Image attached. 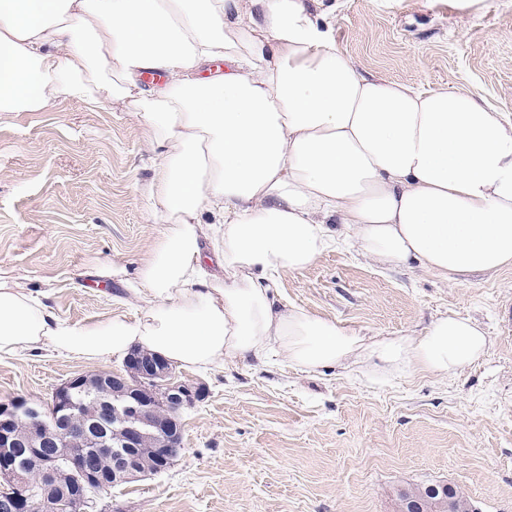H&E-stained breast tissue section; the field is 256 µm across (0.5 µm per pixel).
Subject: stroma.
Here are the masks:
<instances>
[{"instance_id":"35a3bbf8","label":"stroma","mask_w":512,"mask_h":512,"mask_svg":"<svg viewBox=\"0 0 512 512\" xmlns=\"http://www.w3.org/2000/svg\"><path fill=\"white\" fill-rule=\"evenodd\" d=\"M324 21L363 71L417 88L468 90L512 117V0H335ZM152 147L135 113L55 101L0 112V277L86 325L146 305L140 271L162 240L142 187ZM291 305L361 336H417L472 319L488 347L454 376L305 372L264 360L179 367L205 400L180 413L169 470L112 488V512H395L394 493L456 485L479 512H512V265L444 280L386 268L347 243L275 278ZM121 358L49 348L0 355V402L50 400L65 380L119 373Z\"/></svg>"}]
</instances>
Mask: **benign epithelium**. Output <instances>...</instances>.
Masks as SVG:
<instances>
[{"instance_id":"7a95c632","label":"benign epithelium","mask_w":512,"mask_h":512,"mask_svg":"<svg viewBox=\"0 0 512 512\" xmlns=\"http://www.w3.org/2000/svg\"><path fill=\"white\" fill-rule=\"evenodd\" d=\"M172 370L161 356L137 351L125 360L124 373L97 377V401L109 406L110 423L93 433L98 421L75 408L71 390L90 379L81 375L61 384L50 401L15 398L0 403V497L9 512H95L100 492L160 472L181 454L182 435L173 418L201 397L199 388L174 384ZM23 437L37 445L54 436L61 451L38 458L45 482L33 487L15 466L14 447ZM148 447V459L116 455L117 448ZM112 458V483L104 480L101 463ZM452 485L430 486L424 498L410 497L399 512H458Z\"/></svg>"}]
</instances>
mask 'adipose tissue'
Instances as JSON below:
<instances>
[{"instance_id": "adipose-tissue-1", "label": "adipose tissue", "mask_w": 512, "mask_h": 512, "mask_svg": "<svg viewBox=\"0 0 512 512\" xmlns=\"http://www.w3.org/2000/svg\"><path fill=\"white\" fill-rule=\"evenodd\" d=\"M56 100L137 115L167 231L131 319L72 325L0 277V354L140 347L205 369L276 345L307 371L452 376L485 353L467 319L366 338L270 297L274 276L344 235L450 280L512 264V119L473 93L361 72L308 0H0V112ZM204 237L223 281L201 274Z\"/></svg>"}]
</instances>
